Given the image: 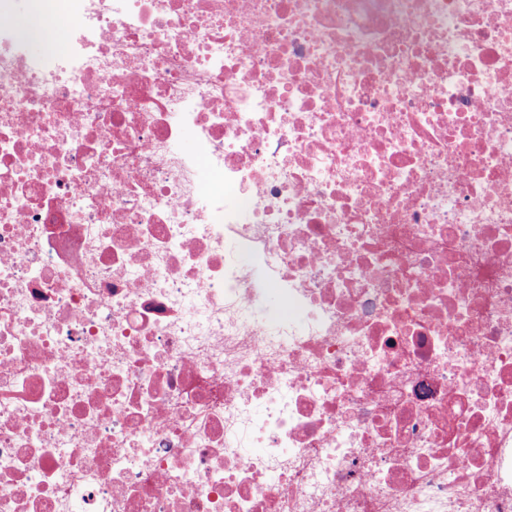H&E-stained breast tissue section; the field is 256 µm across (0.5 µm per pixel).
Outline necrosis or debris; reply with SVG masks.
Returning <instances> with one entry per match:
<instances>
[{"label": "necrosis or debris", "mask_w": 512, "mask_h": 512, "mask_svg": "<svg viewBox=\"0 0 512 512\" xmlns=\"http://www.w3.org/2000/svg\"><path fill=\"white\" fill-rule=\"evenodd\" d=\"M18 3L0 512H512V0ZM30 27L40 35L49 34L58 46L65 40V21L57 10L51 15L42 17L38 24L31 25Z\"/></svg>", "instance_id": "obj_1"}]
</instances>
